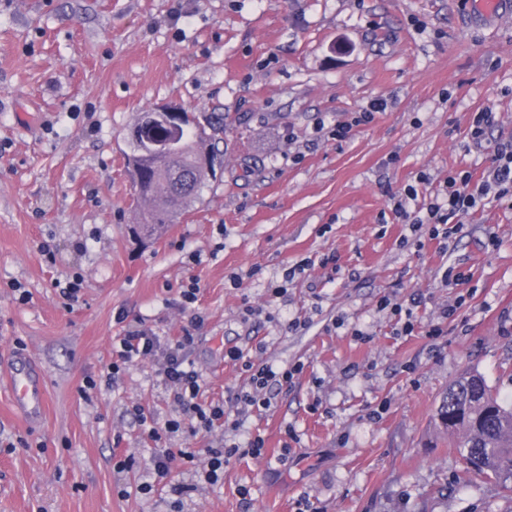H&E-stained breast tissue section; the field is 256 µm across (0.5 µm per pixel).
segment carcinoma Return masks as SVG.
<instances>
[{
  "label": "carcinoma",
  "mask_w": 512,
  "mask_h": 512,
  "mask_svg": "<svg viewBox=\"0 0 512 512\" xmlns=\"http://www.w3.org/2000/svg\"><path fill=\"white\" fill-rule=\"evenodd\" d=\"M224 128V115L210 117L207 127L191 124L172 129L155 113L143 112L128 127L124 158L136 200L143 204L135 233L157 235L202 198L213 169L200 164L208 153V133ZM436 424L458 435L455 447L474 474L512 491V402L501 399L484 377L469 372L442 394Z\"/></svg>",
  "instance_id": "cac0c4a2"
}]
</instances>
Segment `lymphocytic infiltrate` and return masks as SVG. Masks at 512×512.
Wrapping results in <instances>:
<instances>
[{
    "label": "lymphocytic infiltrate",
    "instance_id": "1",
    "mask_svg": "<svg viewBox=\"0 0 512 512\" xmlns=\"http://www.w3.org/2000/svg\"><path fill=\"white\" fill-rule=\"evenodd\" d=\"M492 203L512 210V140L497 144L489 165L481 175H474L473 171L465 168L449 172L442 200L427 204L425 215L416 217L412 227L417 231L426 230L429 239L446 240L461 230L465 217ZM192 341L188 333L164 341L140 326L127 327L122 335L112 340V362L104 377L105 384H112L126 366L145 359L152 360L157 376L173 390L175 401L183 409L193 411L197 418L196 425L189 428L182 420L174 418L160 427L149 421L140 407H132V418L147 430L156 447L152 458L156 483L167 481L173 457H181L189 463L196 459L194 449L183 448L176 452L169 448L168 442L173 434L186 429L195 435L210 431L217 425L224 426L228 431L239 427L238 421L226 416L223 405L199 403L200 377L188 359ZM228 357L248 373L250 388L241 392L239 400L244 406L255 410L269 407L270 402L263 395L269 382L291 384L303 370L299 364L276 370L247 360L235 350L229 352Z\"/></svg>",
    "mask_w": 512,
    "mask_h": 512
}]
</instances>
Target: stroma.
Returning <instances> with one entry per match:
<instances>
[{
  "instance_id": "stroma-1",
  "label": "stroma",
  "mask_w": 512,
  "mask_h": 512,
  "mask_svg": "<svg viewBox=\"0 0 512 512\" xmlns=\"http://www.w3.org/2000/svg\"><path fill=\"white\" fill-rule=\"evenodd\" d=\"M469 2L0 0V374L26 354L45 382L35 423L0 386V512H505L507 491L468 474L430 422L468 370L512 400V210L487 205L446 241L407 228L449 171L484 169L512 140V21ZM375 99L386 110L355 124ZM167 104L202 124L223 113V163L199 204L141 241L124 134ZM480 109L499 124L469 152ZM449 270L466 284L445 287ZM386 298L412 302V334ZM137 323L164 340L189 328L201 402L240 421L171 438L199 451L171 463L179 498L139 492L154 444L129 411L191 414L152 361L100 381L113 336ZM230 350L304 369L258 412L237 400L248 375ZM257 435L261 455L206 482L208 446Z\"/></svg>"
}]
</instances>
